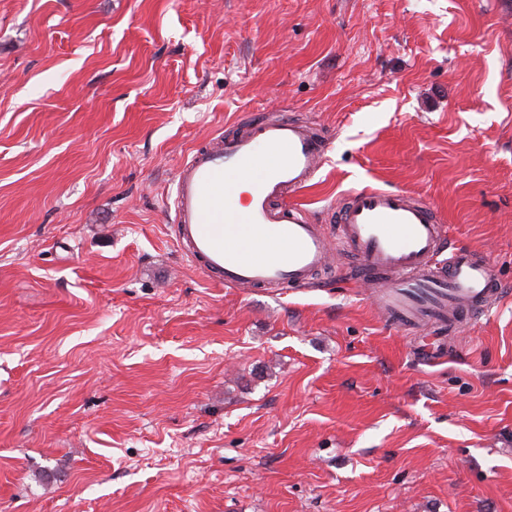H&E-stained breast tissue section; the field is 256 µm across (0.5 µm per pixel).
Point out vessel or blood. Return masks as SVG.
I'll list each match as a JSON object with an SVG mask.
<instances>
[{"mask_svg": "<svg viewBox=\"0 0 512 512\" xmlns=\"http://www.w3.org/2000/svg\"><path fill=\"white\" fill-rule=\"evenodd\" d=\"M327 141L285 118L247 126L221 148L196 150L174 178V233L185 256L227 287L277 293L331 267L323 225L289 193L309 186ZM279 153L276 163L265 155ZM337 236L351 253V279L375 289L374 303L398 325L455 330L503 289L490 260L451 245L431 204L397 189L352 192L337 209ZM274 245L252 256L257 242Z\"/></svg>", "mask_w": 512, "mask_h": 512, "instance_id": "obj_1", "label": "vessel or blood"}]
</instances>
